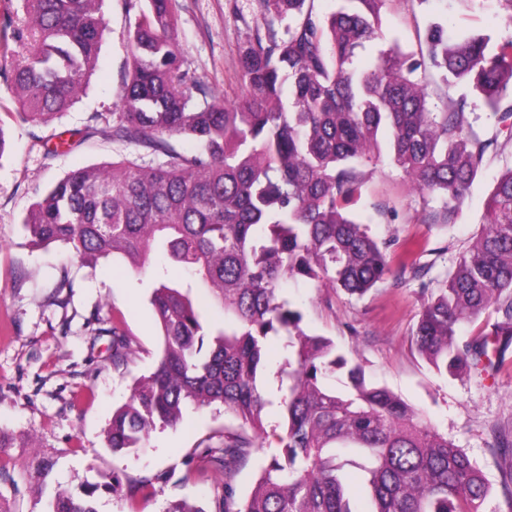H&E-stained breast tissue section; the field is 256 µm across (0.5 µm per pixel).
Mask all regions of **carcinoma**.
I'll use <instances>...</instances> for the list:
<instances>
[{
    "mask_svg": "<svg viewBox=\"0 0 512 512\" xmlns=\"http://www.w3.org/2000/svg\"><path fill=\"white\" fill-rule=\"evenodd\" d=\"M101 2L23 0V16L4 20L0 77L22 119L47 123L88 84L105 32ZM177 2L127 0L131 65L122 111L112 113V139L162 161L73 170L24 220L32 244L62 245L81 263L117 254L139 270L151 255L161 258L150 304L163 348L113 411L107 447L132 452L189 406L219 405L261 430L275 336L282 452L242 508L224 499L219 512H482L489 486L469 455L336 353L332 340L307 333L279 290L302 279L362 296L393 274L424 277L422 244L406 245L395 269L386 243L355 218L358 167L387 150L421 193L440 199L436 223L454 222L497 137L474 130L466 98L432 104L419 74L434 68L447 86L471 85L512 131V37L453 39L433 22L418 52L394 43L361 66L359 52L381 37L385 0H344L328 15L315 0H259L255 33L239 50L242 95L228 108L176 63ZM178 137L195 150H178ZM172 268L190 278H171ZM200 289L224 311L222 326L203 319ZM421 290L419 353L451 376L500 370L512 349V166L488 195L481 234L439 287L423 282ZM489 309L497 319L458 343V328ZM343 369L347 389L338 392L328 379ZM251 447L244 431L224 434L226 476ZM120 487L113 477L77 493L57 490L44 512H97L96 494Z\"/></svg>",
    "mask_w": 512,
    "mask_h": 512,
    "instance_id": "1",
    "label": "carcinoma"
}]
</instances>
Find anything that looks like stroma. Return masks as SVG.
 I'll return each instance as SVG.
<instances>
[{"label": "stroma", "instance_id": "obj_1", "mask_svg": "<svg viewBox=\"0 0 512 512\" xmlns=\"http://www.w3.org/2000/svg\"><path fill=\"white\" fill-rule=\"evenodd\" d=\"M103 11L107 29L95 73L62 116L37 128L22 121L13 93L0 81V130L6 139L0 154V430L30 442L0 461V507L42 512L41 496L113 474L122 483L142 481L146 487L132 498L99 493L98 512H165L181 499L217 512L228 483L237 508L281 450L279 405L266 408L255 447L229 477L213 450L225 432L239 431L240 422L218 405L187 408L180 424L154 430L137 451L112 452L105 442L112 412L128 399L134 380L154 369L161 352L149 302L154 270H134L118 255L82 264L60 245L33 247L23 228L38 194L70 171L122 159L155 161L144 149L113 141L110 134L131 62L134 17L125 0H104ZM257 17L256 0H179L174 29L179 63L211 98L228 105L240 98L239 49L253 34ZM381 18L375 47L395 40L407 52L418 51L432 22L497 39L512 36V11L498 0H486L474 10L458 0H385ZM426 80L434 104L447 96L467 97L474 129L486 138L498 130L496 117L465 86L445 87L432 70ZM63 142L72 143V151L50 155V148ZM510 165L512 141H499L489 150L455 223L434 224L430 215L440 210V201L412 190L384 155L363 167L356 211L370 235L390 242L393 260L402 259L406 243H423L421 262L429 267L424 280L435 285L481 233L485 200ZM64 272L73 287L68 304L61 306L53 293ZM421 281L390 277L357 297L291 280L280 294L303 312L307 330L332 339L338 353L421 410L476 461L490 485L482 512H512V500L504 494L505 484L512 482V463L494 447L495 431L512 429V361L492 377L438 373L412 339L424 302ZM115 326L134 350L120 363L112 358L110 330ZM37 454L54 463L47 479H40L32 465Z\"/></svg>", "mask_w": 512, "mask_h": 512}]
</instances>
